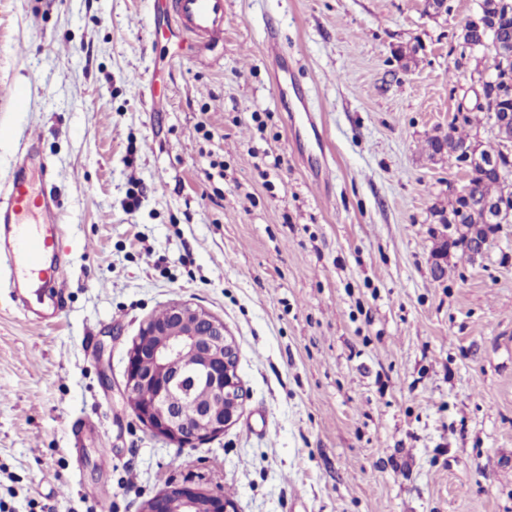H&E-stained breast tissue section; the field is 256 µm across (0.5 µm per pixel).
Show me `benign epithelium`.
Wrapping results in <instances>:
<instances>
[{"mask_svg": "<svg viewBox=\"0 0 512 512\" xmlns=\"http://www.w3.org/2000/svg\"><path fill=\"white\" fill-rule=\"evenodd\" d=\"M503 157L489 165L505 174L512 169V140L503 138ZM465 207H483L496 219L512 210V203L489 200L465 185L459 192ZM488 235L473 228L465 249L484 253ZM166 317H148L127 349L125 404L135 419L154 435L180 448L204 443L238 420L245 392L238 374L235 340L224 320L187 302L167 305ZM142 512H235L222 493L198 486L170 484L143 503Z\"/></svg>", "mask_w": 512, "mask_h": 512, "instance_id": "obj_1", "label": "benign epithelium"}]
</instances>
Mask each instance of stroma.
I'll use <instances>...</instances> for the list:
<instances>
[{
  "mask_svg": "<svg viewBox=\"0 0 512 512\" xmlns=\"http://www.w3.org/2000/svg\"><path fill=\"white\" fill-rule=\"evenodd\" d=\"M477 3L224 0L203 45L154 34L156 0H0V180L39 133L67 258L51 323L0 279V512H141L182 482L236 512H512V224L431 273L466 176L424 146L477 103ZM174 301L223 319L248 393L185 448L122 398L141 322Z\"/></svg>",
  "mask_w": 512,
  "mask_h": 512,
  "instance_id": "1",
  "label": "stroma"
}]
</instances>
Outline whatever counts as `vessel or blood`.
<instances>
[{"mask_svg": "<svg viewBox=\"0 0 512 512\" xmlns=\"http://www.w3.org/2000/svg\"><path fill=\"white\" fill-rule=\"evenodd\" d=\"M169 16L180 33L194 42L224 38V0H169ZM35 138L21 147V157L0 183V273L10 285L37 281L49 286L46 320L63 310L57 266L63 205L49 186L50 169L35 153Z\"/></svg>", "mask_w": 512, "mask_h": 512, "instance_id": "b4317fda", "label": "vessel or blood"}]
</instances>
